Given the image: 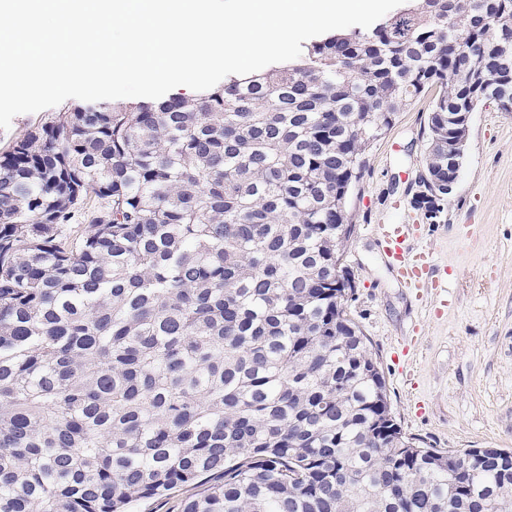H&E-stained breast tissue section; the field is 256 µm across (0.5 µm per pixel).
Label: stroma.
<instances>
[{"label":"stroma","mask_w":512,"mask_h":512,"mask_svg":"<svg viewBox=\"0 0 512 512\" xmlns=\"http://www.w3.org/2000/svg\"><path fill=\"white\" fill-rule=\"evenodd\" d=\"M435 95L397 114L351 189L349 310L403 432L431 448H512V112L489 101L472 112L455 190L432 219L414 199ZM399 222L418 225L408 249L428 250L439 278L415 293L374 233Z\"/></svg>","instance_id":"stroma-1"}]
</instances>
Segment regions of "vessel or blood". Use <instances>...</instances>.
<instances>
[{
	"label": "vessel or blood",
	"instance_id": "vessel-or-blood-1",
	"mask_svg": "<svg viewBox=\"0 0 512 512\" xmlns=\"http://www.w3.org/2000/svg\"><path fill=\"white\" fill-rule=\"evenodd\" d=\"M416 233L412 224H379L375 227L384 253L396 269L405 287L418 288L432 274L433 265L426 251L410 252L407 241Z\"/></svg>",
	"mask_w": 512,
	"mask_h": 512
}]
</instances>
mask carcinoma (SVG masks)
I'll return each instance as SVG.
<instances>
[{
	"mask_svg": "<svg viewBox=\"0 0 512 512\" xmlns=\"http://www.w3.org/2000/svg\"><path fill=\"white\" fill-rule=\"evenodd\" d=\"M433 85L424 171L446 180L469 101L512 112V0H406L1 151L0 512H125L189 483L183 512H512V450L403 432L336 280L366 153Z\"/></svg>",
	"mask_w": 512,
	"mask_h": 512,
	"instance_id": "1",
	"label": "carcinoma"
}]
</instances>
